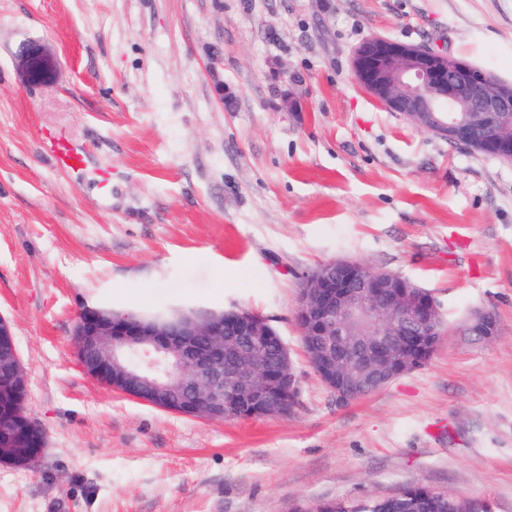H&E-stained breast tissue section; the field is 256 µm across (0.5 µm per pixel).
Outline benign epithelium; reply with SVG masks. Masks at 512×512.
Masks as SVG:
<instances>
[{"mask_svg":"<svg viewBox=\"0 0 512 512\" xmlns=\"http://www.w3.org/2000/svg\"><path fill=\"white\" fill-rule=\"evenodd\" d=\"M20 80L34 87L50 82L56 56L42 43L28 41L16 54ZM360 85L375 99L436 136L463 146L492 148L512 159V85L442 50L373 37L352 57ZM296 324L308 364L341 403L378 391L428 362L443 336L434 299L395 273L373 271L357 260L323 263L300 282ZM365 324L378 330L360 339ZM465 331L481 340L498 334L496 315L474 311ZM273 327L243 309L227 315L193 313L175 324L132 320L118 324L87 307L74 330L76 352L93 378L125 394L147 392L172 404V383L191 376L187 414L204 420L234 418L249 407L272 417L287 402L295 408L298 388L288 347L280 344L277 370L270 371L268 337ZM208 337L202 347L197 337ZM139 353L144 366L125 369L121 357ZM174 362L163 376L153 373L158 356Z\"/></svg>","mask_w":512,"mask_h":512,"instance_id":"benign-epithelium-1","label":"benign epithelium"}]
</instances>
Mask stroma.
<instances>
[{"instance_id":"obj_1","label":"stroma","mask_w":512,"mask_h":512,"mask_svg":"<svg viewBox=\"0 0 512 512\" xmlns=\"http://www.w3.org/2000/svg\"><path fill=\"white\" fill-rule=\"evenodd\" d=\"M372 37L512 82V0H0V317L46 432L33 464L0 463V512H299L418 485L512 512V161L374 99L351 66ZM28 39L52 82L18 77ZM337 259L426 289L444 323L425 366L346 405L295 321ZM86 306L259 314L299 405L207 421L113 391L76 355ZM478 309L492 341L464 331ZM15 61L20 80L30 87L50 82L58 66L56 56L38 41L24 43L18 50ZM43 150L50 156L56 168L69 173H79L85 166L84 155L73 146L60 141L45 142Z\"/></svg>"}]
</instances>
